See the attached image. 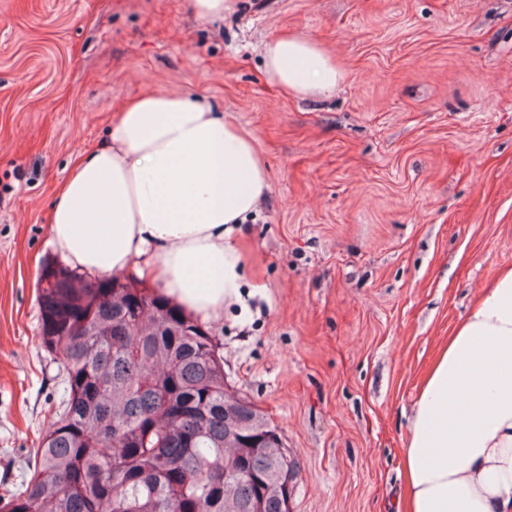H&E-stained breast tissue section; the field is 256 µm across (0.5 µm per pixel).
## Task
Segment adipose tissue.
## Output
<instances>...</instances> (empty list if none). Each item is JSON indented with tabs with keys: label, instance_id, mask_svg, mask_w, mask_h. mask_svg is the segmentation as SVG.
<instances>
[{
	"label": "adipose tissue",
	"instance_id": "ef3b65f1",
	"mask_svg": "<svg viewBox=\"0 0 512 512\" xmlns=\"http://www.w3.org/2000/svg\"><path fill=\"white\" fill-rule=\"evenodd\" d=\"M265 65L288 92L318 96L342 78L315 43L268 40ZM267 187L251 137L203 100L143 95L62 186L50 214L63 259L95 277L150 267L164 295L210 319L241 296L231 243ZM404 512H512V268L455 327L409 420Z\"/></svg>",
	"mask_w": 512,
	"mask_h": 512
}]
</instances>
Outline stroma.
Listing matches in <instances>:
<instances>
[{"label":"stroma","instance_id":"35a3bbf8","mask_svg":"<svg viewBox=\"0 0 512 512\" xmlns=\"http://www.w3.org/2000/svg\"><path fill=\"white\" fill-rule=\"evenodd\" d=\"M291 33L343 77L286 94L262 46ZM146 92L243 129L269 188L233 242L224 375L298 465L290 512H397L420 382L512 267V0H0V492L63 395L40 342L49 215L82 153Z\"/></svg>","mask_w":512,"mask_h":512}]
</instances>
